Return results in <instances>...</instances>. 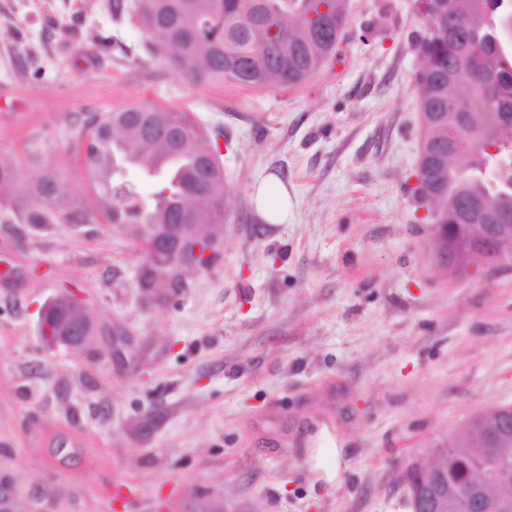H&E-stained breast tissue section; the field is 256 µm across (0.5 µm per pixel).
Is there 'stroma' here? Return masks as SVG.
I'll return each instance as SVG.
<instances>
[{"label":"stroma","instance_id":"obj_1","mask_svg":"<svg viewBox=\"0 0 512 512\" xmlns=\"http://www.w3.org/2000/svg\"><path fill=\"white\" fill-rule=\"evenodd\" d=\"M350 6L338 56L257 88L188 83L107 0H0V196L50 171L86 218L0 221V512H408L406 466L512 405V269L450 276L411 192L415 0ZM138 102L217 136L232 196L217 261L159 302L75 129ZM268 175L282 224L251 197ZM70 290L95 333L46 347L39 311ZM257 210L269 224H282L288 220V188L276 176L269 175L253 187Z\"/></svg>","mask_w":512,"mask_h":512}]
</instances>
